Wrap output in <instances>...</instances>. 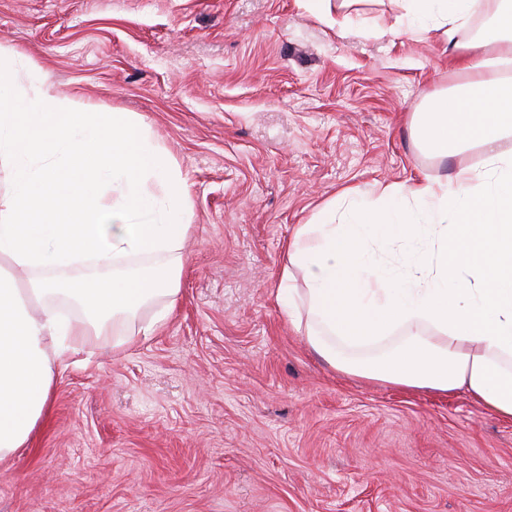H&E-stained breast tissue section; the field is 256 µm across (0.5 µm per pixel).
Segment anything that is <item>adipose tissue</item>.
Returning <instances> with one entry per match:
<instances>
[{"label":"adipose tissue","mask_w":512,"mask_h":512,"mask_svg":"<svg viewBox=\"0 0 512 512\" xmlns=\"http://www.w3.org/2000/svg\"><path fill=\"white\" fill-rule=\"evenodd\" d=\"M408 32L455 38L477 10L495 58L460 52L459 92L432 95L410 127L427 154L479 147L481 165L443 180L350 189L288 245L280 286L309 347L338 371L403 389L466 390L512 419V0H397ZM0 459L23 447L45 412L54 368L90 335L175 300L188 235L187 183L129 112H71L45 83L22 95L0 81ZM405 247L400 267L369 260L372 239ZM148 260L145 276L87 265ZM304 288H296V279ZM76 319L50 303L58 286ZM401 336L385 348L378 341Z\"/></svg>","instance_id":"adipose-tissue-1"}]
</instances>
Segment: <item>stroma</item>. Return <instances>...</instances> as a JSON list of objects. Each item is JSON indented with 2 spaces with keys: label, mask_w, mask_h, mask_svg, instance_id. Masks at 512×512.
I'll list each match as a JSON object with an SVG mask.
<instances>
[{
  "label": "stroma",
  "mask_w": 512,
  "mask_h": 512,
  "mask_svg": "<svg viewBox=\"0 0 512 512\" xmlns=\"http://www.w3.org/2000/svg\"><path fill=\"white\" fill-rule=\"evenodd\" d=\"M304 0H0V75L47 74L72 110L131 112L187 179L175 305L93 336L55 374L0 512H512V421L466 391L347 375L289 320L298 225L341 191L479 165L417 149L409 120L462 73L397 29ZM385 29L382 37L370 28ZM305 6L309 12L323 23L334 22L333 14L336 13V26L342 25L351 12L359 13V5L368 2L367 0H305Z\"/></svg>",
  "instance_id": "1"
}]
</instances>
